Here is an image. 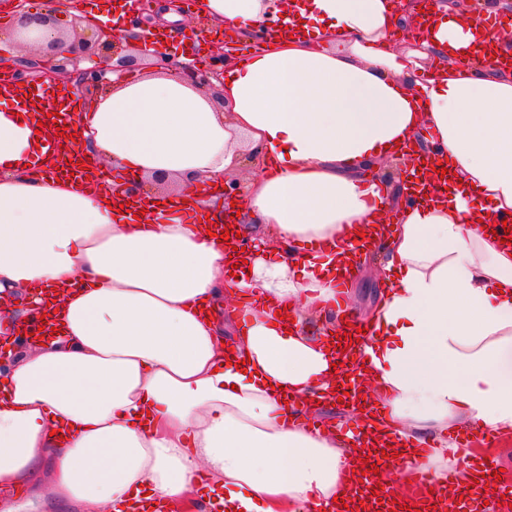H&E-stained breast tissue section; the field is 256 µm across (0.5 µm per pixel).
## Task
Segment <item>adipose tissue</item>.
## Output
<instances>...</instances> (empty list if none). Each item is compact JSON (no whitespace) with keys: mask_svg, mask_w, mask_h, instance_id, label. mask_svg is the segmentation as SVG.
Masks as SVG:
<instances>
[{"mask_svg":"<svg viewBox=\"0 0 512 512\" xmlns=\"http://www.w3.org/2000/svg\"><path fill=\"white\" fill-rule=\"evenodd\" d=\"M257 46L224 70V105L167 71L113 79L60 148L51 100L0 93V340L52 302L54 336L0 376V512L49 498L78 512H337L367 442L399 458L379 474L472 473L454 431L512 432V39L483 11L434 0L411 51L403 0H200ZM291 38L277 39L281 28ZM446 190L399 198L375 174L409 149ZM109 190L56 175L65 151ZM247 261L229 272L219 194L244 154ZM166 174L170 189L128 191ZM385 287L362 315L348 264L368 243ZM27 307L19 309L15 297ZM320 319L310 327L309 317ZM367 338L381 413L371 437L301 419L333 384L330 331ZM235 333L226 337L224 326Z\"/></svg>","mask_w":512,"mask_h":512,"instance_id":"obj_1","label":"adipose tissue"}]
</instances>
